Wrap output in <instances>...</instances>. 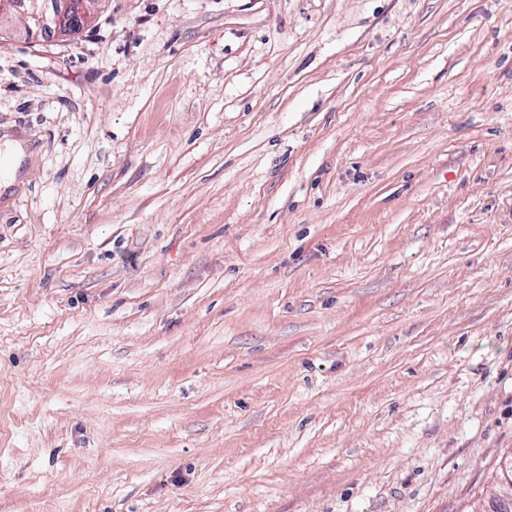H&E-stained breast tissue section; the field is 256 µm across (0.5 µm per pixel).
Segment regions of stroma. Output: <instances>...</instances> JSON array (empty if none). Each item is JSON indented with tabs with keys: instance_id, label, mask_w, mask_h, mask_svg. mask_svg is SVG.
Masks as SVG:
<instances>
[{
	"instance_id": "obj_1",
	"label": "stroma",
	"mask_w": 512,
	"mask_h": 512,
	"mask_svg": "<svg viewBox=\"0 0 512 512\" xmlns=\"http://www.w3.org/2000/svg\"><path fill=\"white\" fill-rule=\"evenodd\" d=\"M0 33V512H472L512 457V0H109ZM2 146L6 153L5 155L8 156L11 161L10 172L5 174L2 180V194L5 195L10 187H12L16 182L17 169L20 158L26 155L31 156L33 151L29 150L28 153H26L21 142L17 139H14L8 132H4L2 135Z\"/></svg>"
}]
</instances>
